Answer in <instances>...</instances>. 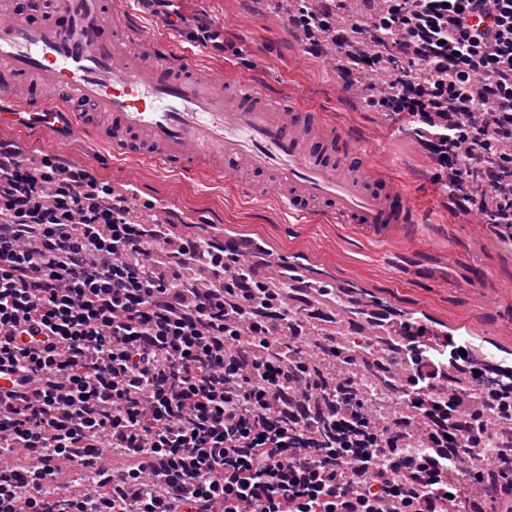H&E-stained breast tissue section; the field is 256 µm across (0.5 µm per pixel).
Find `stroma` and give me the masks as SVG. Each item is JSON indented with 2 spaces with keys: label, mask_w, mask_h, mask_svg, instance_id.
Masks as SVG:
<instances>
[{
  "label": "stroma",
  "mask_w": 512,
  "mask_h": 512,
  "mask_svg": "<svg viewBox=\"0 0 512 512\" xmlns=\"http://www.w3.org/2000/svg\"><path fill=\"white\" fill-rule=\"evenodd\" d=\"M270 2L183 0L185 17L203 18L223 33L218 52L191 39L185 28L166 29L139 0H113L145 36L173 51L193 49L205 72L258 81L266 91L324 114L334 132L355 138L379 175L404 192L421 222L416 234L377 241L316 214L301 222L282 210L275 193L246 197L220 177L201 180L136 158L118 159L88 136L49 144L39 133L13 129L0 130V139L27 154L87 167L113 194L130 196L134 204L175 207L186 233L219 238L227 232L263 241L268 260L295 263L316 278L366 291L394 319L459 331L495 352L498 368L512 370V245L456 209L417 137L399 131L366 94L344 90L336 69L322 53L307 52L284 16L271 12Z\"/></svg>",
  "instance_id": "stroma-1"
}]
</instances>
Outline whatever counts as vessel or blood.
<instances>
[{
    "instance_id": "vessel-or-blood-1",
    "label": "vessel or blood",
    "mask_w": 512,
    "mask_h": 512,
    "mask_svg": "<svg viewBox=\"0 0 512 512\" xmlns=\"http://www.w3.org/2000/svg\"><path fill=\"white\" fill-rule=\"evenodd\" d=\"M132 33L105 0H49L38 23L24 11L0 13V128L21 120L24 107L29 129L51 140L94 136L116 158L137 152L201 179L241 169L272 175L284 209L300 219L319 205L330 222L373 240L413 230L399 186L346 153L322 113L249 80L215 79L193 54L160 51L152 40L132 53Z\"/></svg>"
}]
</instances>
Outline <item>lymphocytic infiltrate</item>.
I'll list each match as a JSON object with an SVG mask.
<instances>
[{"label": "lymphocytic infiltrate", "mask_w": 512, "mask_h": 512, "mask_svg": "<svg viewBox=\"0 0 512 512\" xmlns=\"http://www.w3.org/2000/svg\"><path fill=\"white\" fill-rule=\"evenodd\" d=\"M354 28L429 72L370 98L413 127L464 213L484 201L461 183L493 187L512 241V0H384ZM253 255L136 223L87 170L0 140V371L20 378L0 399V512H448L482 481L474 449L512 388L449 389L453 337L400 322L398 390L420 419L380 421L353 381L310 369L323 311L246 275ZM197 262L209 287L184 279ZM30 321L44 349L19 344Z\"/></svg>", "instance_id": "lymphocytic-infiltrate-1"}]
</instances>
